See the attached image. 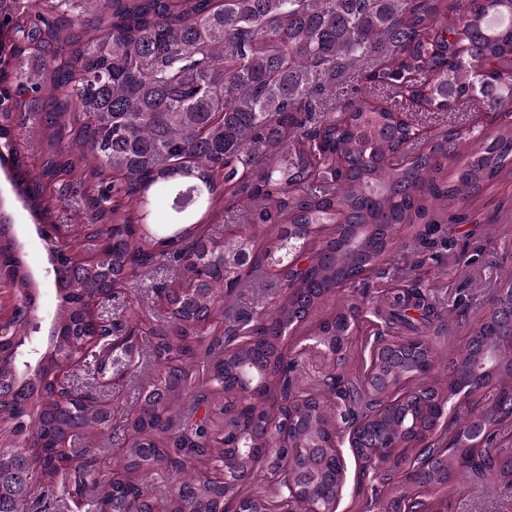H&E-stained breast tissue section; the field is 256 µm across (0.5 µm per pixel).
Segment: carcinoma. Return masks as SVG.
<instances>
[{
	"instance_id": "carcinoma-1",
	"label": "carcinoma",
	"mask_w": 512,
	"mask_h": 512,
	"mask_svg": "<svg viewBox=\"0 0 512 512\" xmlns=\"http://www.w3.org/2000/svg\"><path fill=\"white\" fill-rule=\"evenodd\" d=\"M0 162L36 224L81 214L84 238L104 245L94 262L64 246L71 268L59 293L62 340L44 336L30 364L0 385V512H243L288 498L283 469L336 493L333 459L314 452L265 467L274 493L254 485L259 460L236 461V430L259 442L276 426L280 399L307 403L327 423L354 425L384 400L398 409L382 423L394 436L428 429L467 391L459 364L479 365L512 298L493 286L488 309L468 325L467 348L444 379L402 381L405 362H432L426 338L448 334V305L431 287L380 284L374 353L392 385L367 393L342 373L341 337L364 318L365 289L384 278L393 240L423 241L471 221L467 203L512 179V0H0ZM345 86L344 101L327 98ZM498 115L490 129L443 126L411 139V112ZM38 131L40 166L28 168L22 128ZM167 196L172 218L145 232L149 200ZM242 205L241 234L208 237L226 204ZM301 256L270 268L288 234ZM357 239V248L348 240ZM217 247L205 278L192 259ZM0 297L17 322L37 303L11 240L0 239ZM178 280L156 289L167 307H145L130 285L155 266ZM271 289L266 310L236 319L224 301L248 284ZM359 294L320 317L332 347L336 388H303L298 360L265 365L277 337L318 312L343 288ZM121 300L120 319L100 315L84 336L83 308ZM411 338L408 351L378 346ZM130 376L148 361L152 377L129 401L106 393V357ZM477 407L441 431L463 434L512 407V374L485 381ZM109 447L87 448L99 437ZM491 431L477 464L451 458L423 472L393 501L394 512L428 507L433 483L459 470L476 483L512 488V446ZM236 469L230 487L200 473ZM409 461L363 470L382 477Z\"/></svg>"
}]
</instances>
